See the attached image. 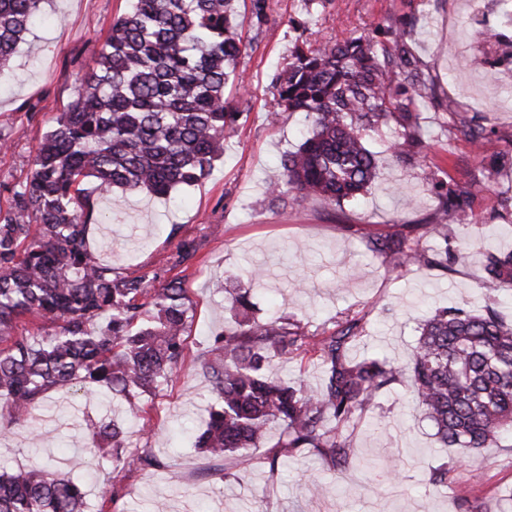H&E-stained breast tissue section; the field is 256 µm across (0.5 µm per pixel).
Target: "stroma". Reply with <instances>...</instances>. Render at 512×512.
Wrapping results in <instances>:
<instances>
[{"label": "stroma", "mask_w": 512, "mask_h": 512, "mask_svg": "<svg viewBox=\"0 0 512 512\" xmlns=\"http://www.w3.org/2000/svg\"><path fill=\"white\" fill-rule=\"evenodd\" d=\"M130 0H50L11 59L0 80V206L9 189L25 185L37 143L51 120L75 99L80 76L95 64L114 18ZM468 0H269L267 21L254 29L247 5L237 22L246 49L239 68L245 90L234 92L237 128L224 144V156L197 185L156 197L132 193L117 199L95 190L86 179L93 220L89 244L95 256L118 272L174 267L196 315L187 339L184 365L163 389L142 405L139 422H130L124 398L104 407L72 387L48 392L24 423L0 416V466L5 470L53 460L62 472L82 481L87 512H465L463 499L495 501L512 487V432L486 456L468 457L460 448H443L435 430L396 386L355 426V454L345 474L330 472L310 450L281 458L277 472L266 463L267 448L223 475L219 465L191 447L188 429H202L211 404V381L200 365L214 334L232 321L217 281L251 291L253 315L294 314L309 331L331 326L337 313L366 314L368 335L352 357L379 355L407 362L419 324L436 307L456 302L477 310L484 245L512 251V203L494 210L496 194L512 189V167L491 174L489 162L512 157V82L500 73L472 70L466 57L479 53L469 23ZM411 22L412 47L434 81L436 95L459 101L458 114L477 118L491 135L474 149L451 132L452 120L431 103L421 108L427 147L421 161L401 162L387 152V134L369 138L377 152L378 176L357 200L337 207L314 198L282 204L266 195L281 172V160L308 130L301 112L271 120L272 79L296 36L307 23L325 41L351 33L371 34L395 19ZM434 173L443 188L472 190L466 224L453 238L470 241L466 260L449 259L447 270L392 269L373 253L372 235L395 233L401 225L431 214L435 192L425 180ZM192 242L194 257L181 265L173 258L181 242ZM264 272L261 285L251 270ZM106 418L125 433L127 447L145 449L162 463L154 473L121 470L109 463L110 446H97L84 422ZM41 435L44 447L31 445ZM448 466L447 486L427 479ZM483 480L470 482L473 466ZM386 469L401 480L376 479ZM320 483V493L307 485ZM117 487L115 503L103 489Z\"/></svg>", "instance_id": "1"}]
</instances>
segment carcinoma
Here are the masks:
<instances>
[{
  "label": "carcinoma",
  "instance_id": "obj_1",
  "mask_svg": "<svg viewBox=\"0 0 512 512\" xmlns=\"http://www.w3.org/2000/svg\"><path fill=\"white\" fill-rule=\"evenodd\" d=\"M43 2L0 0V77ZM131 2L113 20L76 99L39 141L28 181L0 208V409L12 423L25 421L49 391L77 384L124 395L134 414L135 399L155 395L184 361L194 320L186 290L164 270L117 273L93 256L82 182L95 179L103 194L118 188L165 196L210 173L239 117L225 89L244 87L238 0ZM410 36L400 23L384 40L353 34L314 43L299 33L274 77L270 116L304 112L311 128L269 183L272 200L322 197L341 208L359 198L377 175L367 138L384 128L394 158L413 161L423 153L417 97L428 77ZM492 39L500 55L475 54L470 64L512 58V39ZM457 132L475 147L486 138L480 125ZM468 209V194L441 193L433 217L372 238L369 248L395 269H446L448 252H431L420 240L429 232L448 240V226ZM484 254V309H437L421 324L407 368L384 357L350 356L366 331L359 311L342 312L334 328L310 333L292 317L254 319L248 290L217 283L236 320L203 359L216 403L193 447L230 465L248 459L276 425L270 469L309 448L341 471L353 455L347 431L398 384L432 422L441 447H498L501 433L512 430V324L496 309L495 293L512 288V252L486 246ZM26 316L58 322L59 329L19 336L15 329ZM309 348L321 360V386H290L271 374L274 359L292 360ZM97 435L122 447L123 431L113 422L101 423ZM112 464L160 467L139 449ZM83 510L82 486L58 469L0 473V512Z\"/></svg>",
  "mask_w": 512,
  "mask_h": 512
}]
</instances>
